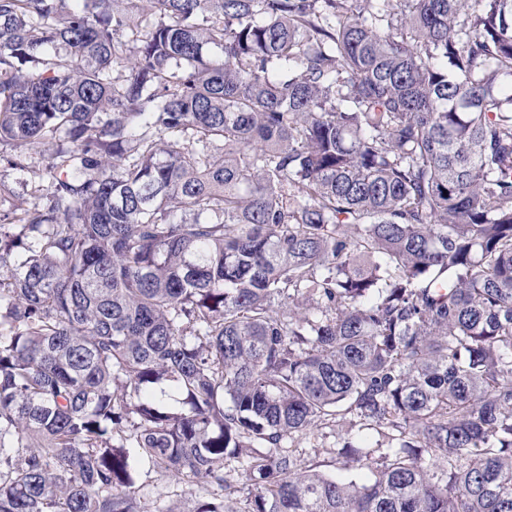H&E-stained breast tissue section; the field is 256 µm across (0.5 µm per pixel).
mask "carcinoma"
Returning <instances> with one entry per match:
<instances>
[{
  "mask_svg": "<svg viewBox=\"0 0 512 512\" xmlns=\"http://www.w3.org/2000/svg\"><path fill=\"white\" fill-rule=\"evenodd\" d=\"M33 151L0 512H512V0H0ZM332 429L333 427L325 428L316 433V435H300L295 439L296 449L301 453V456L307 461L313 460L325 464L326 466L321 467V469L326 472H334L336 470L332 466L334 461L331 455L328 454L330 449H333L329 447L335 442L334 436H336V431ZM142 468L137 480L138 497L146 512H165L169 507L191 509L196 501V489L168 476L147 472Z\"/></svg>",
  "mask_w": 512,
  "mask_h": 512,
  "instance_id": "cac0c4a2",
  "label": "carcinoma"
}]
</instances>
